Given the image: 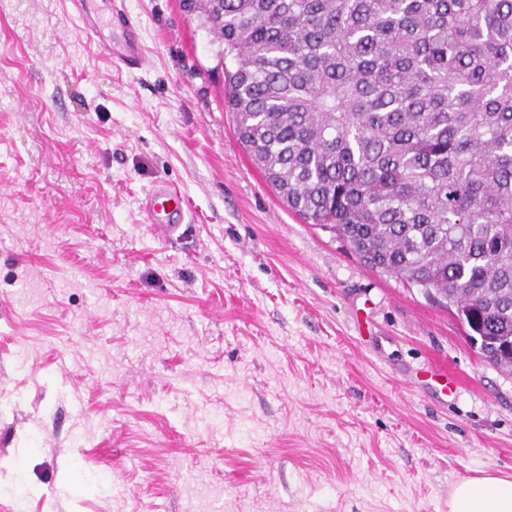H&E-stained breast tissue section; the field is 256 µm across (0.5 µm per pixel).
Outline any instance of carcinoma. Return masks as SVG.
I'll return each mask as SVG.
<instances>
[{
	"label": "carcinoma",
	"mask_w": 512,
	"mask_h": 512,
	"mask_svg": "<svg viewBox=\"0 0 512 512\" xmlns=\"http://www.w3.org/2000/svg\"><path fill=\"white\" fill-rule=\"evenodd\" d=\"M288 210L512 370V0H181Z\"/></svg>",
	"instance_id": "obj_1"
}]
</instances>
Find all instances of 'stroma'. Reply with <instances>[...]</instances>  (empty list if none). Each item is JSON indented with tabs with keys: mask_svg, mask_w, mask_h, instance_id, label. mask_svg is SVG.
<instances>
[{
	"mask_svg": "<svg viewBox=\"0 0 512 512\" xmlns=\"http://www.w3.org/2000/svg\"><path fill=\"white\" fill-rule=\"evenodd\" d=\"M126 8L133 73L62 0H0V508L448 512L512 478V374L288 210L180 0ZM161 179L169 239L140 209ZM142 210L156 235L170 237L183 224L187 203L173 184L157 181L142 200ZM448 512H512V479L487 472L454 484Z\"/></svg>",
	"mask_w": 512,
	"mask_h": 512,
	"instance_id": "35a3bbf8",
	"label": "stroma"
}]
</instances>
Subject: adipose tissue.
<instances>
[{"instance_id": "1", "label": "adipose tissue", "mask_w": 512, "mask_h": 512, "mask_svg": "<svg viewBox=\"0 0 512 512\" xmlns=\"http://www.w3.org/2000/svg\"><path fill=\"white\" fill-rule=\"evenodd\" d=\"M448 512H512V479L487 472L454 484Z\"/></svg>"}]
</instances>
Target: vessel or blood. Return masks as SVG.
<instances>
[{
  "label": "vessel or blood",
  "instance_id": "obj_1",
  "mask_svg": "<svg viewBox=\"0 0 512 512\" xmlns=\"http://www.w3.org/2000/svg\"><path fill=\"white\" fill-rule=\"evenodd\" d=\"M70 13L85 34L95 42L100 53L111 62L130 71H137L146 63L138 25L126 16V0H108L110 14L122 17L121 36L107 39L101 33L98 14L91 7L92 0H67ZM142 210L153 232L162 237L172 236L183 224L187 203L182 192L166 181L156 182L142 201Z\"/></svg>",
  "mask_w": 512,
  "mask_h": 512
}]
</instances>
